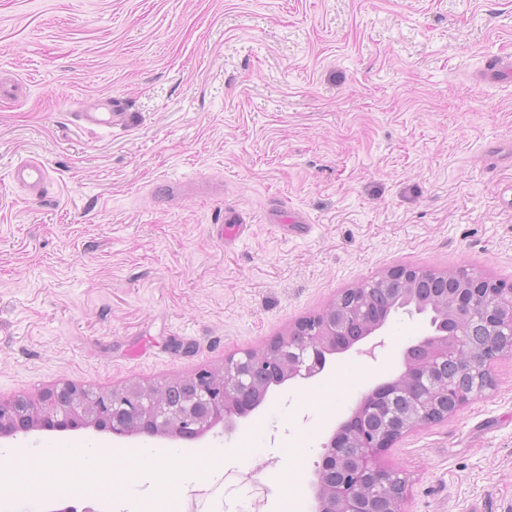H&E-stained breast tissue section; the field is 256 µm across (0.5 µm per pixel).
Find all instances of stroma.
<instances>
[{"label":"stroma","instance_id":"1","mask_svg":"<svg viewBox=\"0 0 512 512\" xmlns=\"http://www.w3.org/2000/svg\"><path fill=\"white\" fill-rule=\"evenodd\" d=\"M502 52L512 0H0V398L219 371L394 267L511 284L512 161L485 149L512 144V86L477 81ZM104 103L126 124L82 121ZM29 157L50 175L36 198L9 179ZM433 333L429 314L392 313L375 357L329 355L234 431L155 443L253 441L200 474L194 512H253L256 480L274 512L305 449L297 508L317 512L324 443ZM491 373L383 453L410 477L406 512H512V354ZM51 441L125 444L27 439Z\"/></svg>","mask_w":512,"mask_h":512}]
</instances>
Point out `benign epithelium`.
<instances>
[{
  "mask_svg": "<svg viewBox=\"0 0 512 512\" xmlns=\"http://www.w3.org/2000/svg\"><path fill=\"white\" fill-rule=\"evenodd\" d=\"M426 273V269L400 267L384 272L380 278L396 285ZM457 275L463 284L453 296L455 308L476 310L489 330L512 336V289L464 269ZM350 292L354 289L339 293L324 310L299 321L287 335L274 338L265 350L228 357L222 373L197 372L190 377L195 388L193 398L175 411L158 401L127 404L114 398L112 391L94 394L65 382L43 391L29 407L18 398L0 399V439L35 430L47 418L83 427L105 420L112 425L113 433L124 436L140 434L144 422L155 424L158 433L164 435L179 434L185 424L201 435L220 422L230 431L235 426L234 417L240 415L239 392L252 382L256 366L277 356L286 364L287 377L309 378L324 370L325 354L336 351V341L349 335L350 325L360 324L358 337L349 342L351 346L384 326V318L362 320L360 301L345 298ZM461 347L459 340L448 342L446 333L426 339L425 352L407 363L393 381L402 386L397 393L400 412L385 414L392 400L375 391L363 398L354 413L355 423L342 427L325 445L315 483L319 512H371L365 506L361 485L365 475L377 486L398 488L397 495L380 512H402L408 478L403 471L383 465L380 457L410 432L448 417L441 411V402L448 401L451 392L448 384L435 377L434 370L442 361L461 356Z\"/></svg>",
  "mask_w": 512,
  "mask_h": 512,
  "instance_id": "1",
  "label": "benign epithelium"
}]
</instances>
